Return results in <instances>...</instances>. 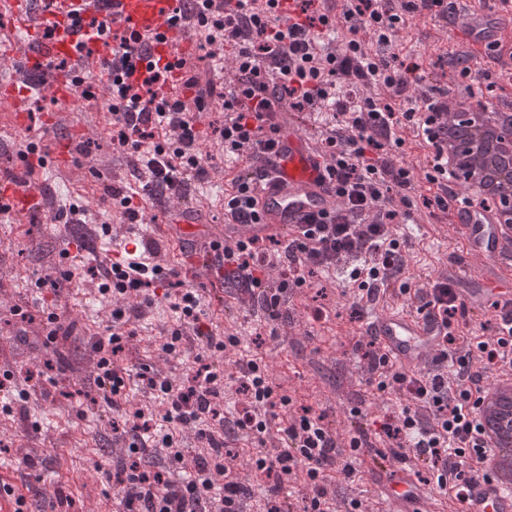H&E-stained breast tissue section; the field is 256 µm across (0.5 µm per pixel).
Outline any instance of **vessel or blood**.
Instances as JSON below:
<instances>
[{
  "mask_svg": "<svg viewBox=\"0 0 512 512\" xmlns=\"http://www.w3.org/2000/svg\"><path fill=\"white\" fill-rule=\"evenodd\" d=\"M175 5V0H0V14L10 19L0 30V53L19 59L34 75L49 61L66 60L73 74L88 77L107 96L111 90L106 64L112 59L113 35L136 33L151 55L170 62L186 56V42L177 39L168 24ZM106 26L112 37L102 35ZM448 26L471 51L489 46L496 59H512V0H496L491 9L483 0H457ZM39 91L65 106L74 87L68 78L57 76ZM0 200L25 213L40 205L42 185L35 175L17 170ZM339 204L324 154L305 125L292 120L260 187L257 223L210 224L199 219L190 204L176 201L163 230L184 251L187 268H201L210 263L212 242L271 235L289 241L301 236L310 216L333 213ZM449 215L459 246L449 253L441 275L453 282L458 303L471 317L491 309L511 312L512 256L502 254L494 224L473 207L455 205ZM113 258L118 263L155 262L154 256L138 254L135 245L119 238L113 242ZM364 332L375 337L387 361L405 373L433 369L441 355V324L413 311L401 298L373 308ZM370 469L378 493L371 512H512V492L499 489L487 472L474 482L465 502L453 504L447 490L419 481L416 462L386 459L371 462Z\"/></svg>",
  "mask_w": 512,
  "mask_h": 512,
  "instance_id": "1",
  "label": "vessel or blood"
}]
</instances>
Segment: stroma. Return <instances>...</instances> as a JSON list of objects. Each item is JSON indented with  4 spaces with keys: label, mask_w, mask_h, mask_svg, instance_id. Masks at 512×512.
Segmentation results:
<instances>
[{
    "label": "stroma",
    "mask_w": 512,
    "mask_h": 512,
    "mask_svg": "<svg viewBox=\"0 0 512 512\" xmlns=\"http://www.w3.org/2000/svg\"><path fill=\"white\" fill-rule=\"evenodd\" d=\"M369 50L416 59L440 88L455 87L462 68L476 74L489 70L480 55L467 52L442 21L427 14L410 20L388 47L373 43ZM26 109L27 123L13 136L18 145L38 143L45 158L36 168L45 184L44 207L22 217L0 218V374L12 375L0 390V484L25 482L27 512H123L124 491L114 474L130 464L127 432L140 412L149 426L170 434L181 453L177 460L156 455L154 470L175 471L191 463L200 443L193 429L163 422L167 404L148 384L155 376L185 388L202 366L223 365V413L229 417L246 402L240 363L256 358L269 365V380L278 394L291 397L294 406L310 407L337 427H345V416L353 409L361 410L372 425L398 413L405 397L368 384L370 339L360 329L371 306L356 284L317 268L306 271V286L288 289L280 303L281 323L299 319L300 333L280 341L271 335L260 307L240 305L235 283L214 290L207 269L182 272L173 247L158 236L166 213L156 206L149 209L146 229L155 235L153 247L165 255L163 267L179 270L182 287L200 294L202 325L220 340L236 336L239 344L223 350L203 347L191 328L181 327L172 308L177 290L159 285L151 298H129L140 317L130 323L133 335L122 351L112 353V298L101 295L98 286L112 237L125 227L114 223L101 189L130 181L129 159L113 147L112 116L102 101L80 96L60 109L32 96ZM56 112L61 122L48 130L45 118ZM58 139L73 142L65 168L48 159ZM414 216L403 249V280L408 300L419 305L456 242L445 232L447 215L421 206ZM68 271L73 277L67 281L63 275ZM46 277L60 280V288L38 287V280ZM17 307L23 308L24 317L14 316ZM50 312L64 326L53 339L46 322ZM176 330L182 333L181 353L165 354L161 346ZM108 354L116 367L133 375L113 402L95 385L96 363ZM265 418L264 436L242 431L224 440L232 473L252 490L241 500L244 512H261L268 485L264 474L252 470L251 459L263 442L276 438L288 415L278 406L267 409ZM351 464L355 474L348 479L334 469L326 472L325 488L337 512H345L352 500L366 502L374 495L363 458ZM44 481L52 487L50 494L41 491Z\"/></svg>",
    "instance_id": "1"
}]
</instances>
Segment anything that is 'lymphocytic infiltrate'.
Listing matches in <instances>:
<instances>
[{
  "label": "lymphocytic infiltrate",
  "mask_w": 512,
  "mask_h": 512,
  "mask_svg": "<svg viewBox=\"0 0 512 512\" xmlns=\"http://www.w3.org/2000/svg\"><path fill=\"white\" fill-rule=\"evenodd\" d=\"M318 2L302 0L301 17L284 21L277 15L280 0H176L170 17L171 27L187 37L203 36L213 61L229 56L236 63L224 78V126L216 139L227 160H249L255 172H262L276 148L286 112L319 103L342 118L341 127L320 141L342 210L311 220L302 239L281 254H260L253 241L228 239L211 246L230 274L259 291L272 321L279 316L280 296L289 284L264 285L262 268L301 261L326 269L349 257L369 255L372 266L354 271L353 278L367 295H374L404 269L398 225L408 223L417 204L442 212L450 204L437 194L418 198L413 167L398 161L404 145L398 127L414 124L425 140H433V127L441 122L444 107L433 95H407L411 78L420 70L417 62H396L371 54L366 47L371 39L392 44L408 16L429 12L447 17L449 0H346L336 28ZM316 27L325 32L318 43L309 38ZM115 52L112 94L105 100L112 115V143L120 152L141 157L134 174L144 194L161 200L182 194L190 180L210 181L211 172L198 150L205 135L201 116L210 109V94L199 90L195 77L186 73V60L160 64L127 36L117 38ZM137 58L147 61V75L139 83L131 80ZM177 66L184 70L183 91L169 95L163 88ZM351 74L363 82L365 93L343 94L340 79ZM425 296L448 327L442 345H455L462 312L453 302L451 285L436 280ZM508 344L499 335L479 341V372L473 371L467 357L457 358L455 373L470 384L452 399L444 392L441 369L407 374L385 368L383 359L372 355L379 369L372 385L405 393L408 399L407 406L380 426L378 436L387 443L389 454L399 457L406 445L417 449L420 470L437 480H450L455 495L464 497L472 476L468 462H482L488 452L470 403L483 390L485 371L503 361ZM223 380L224 369L216 364L206 366L201 380L184 391L175 390L168 380L151 379V387L170 404L166 419L193 426L204 451L189 477L176 481L141 469L138 457L146 453V443L134 436L127 448L131 464L117 477L124 488L126 512H242L241 487L229 478L223 450L208 424L220 414ZM242 387L250 403L231 425L264 434L267 425L261 409L285 407L291 400L276 395L253 360L246 363ZM335 463L336 440L324 416L313 415L307 407L292 414L281 430L279 446L254 462L256 470L273 481L264 512H292L284 485L297 469L313 490L305 512H332L322 480Z\"/></svg>",
  "instance_id": "1"
}]
</instances>
